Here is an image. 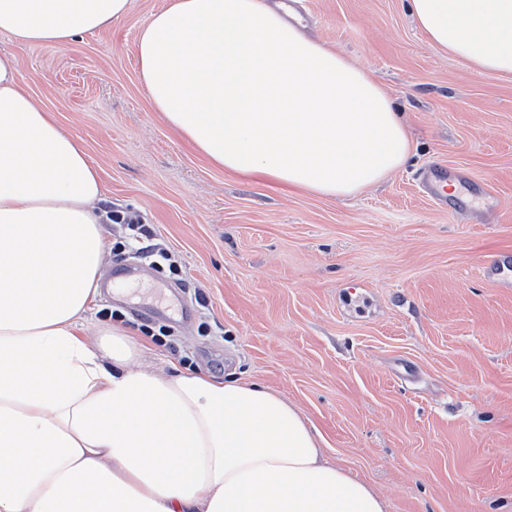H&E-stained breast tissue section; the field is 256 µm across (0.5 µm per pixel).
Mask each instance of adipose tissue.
Returning a JSON list of instances; mask_svg holds the SVG:
<instances>
[{
    "instance_id": "adipose-tissue-1",
    "label": "adipose tissue",
    "mask_w": 512,
    "mask_h": 512,
    "mask_svg": "<svg viewBox=\"0 0 512 512\" xmlns=\"http://www.w3.org/2000/svg\"><path fill=\"white\" fill-rule=\"evenodd\" d=\"M129 0H0V31L53 48ZM430 42L512 74V0H409ZM155 111L213 165L348 199L411 154L383 88L266 0H173L143 25ZM99 173L0 52V512H389L259 383L144 367L86 338L105 262Z\"/></svg>"
}]
</instances>
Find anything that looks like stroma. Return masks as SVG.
<instances>
[{"label": "stroma", "instance_id": "stroma-1", "mask_svg": "<svg viewBox=\"0 0 512 512\" xmlns=\"http://www.w3.org/2000/svg\"><path fill=\"white\" fill-rule=\"evenodd\" d=\"M170 2L131 0L61 49L0 33L98 170L100 208L139 215L183 270L181 322L157 272L100 293L87 333L117 310L156 368L283 394L389 512H512V288L482 272L497 257L512 276V75L432 45L407 0H306V32L388 93L413 145L337 200L209 164L154 111L136 43ZM435 162L491 183L495 210L469 224L436 206L418 185Z\"/></svg>", "mask_w": 512, "mask_h": 512}]
</instances>
